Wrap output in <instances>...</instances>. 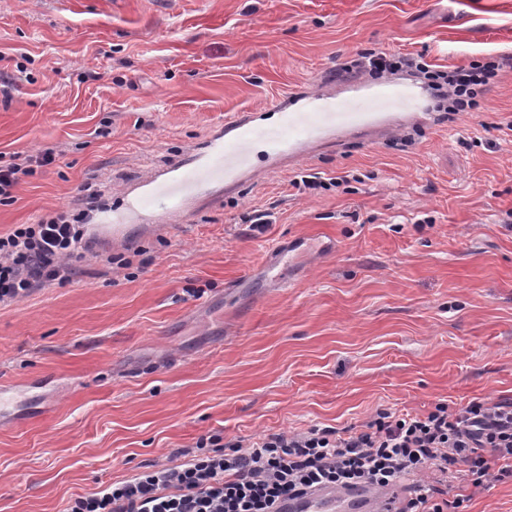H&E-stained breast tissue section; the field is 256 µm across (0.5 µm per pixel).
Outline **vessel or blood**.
Instances as JSON below:
<instances>
[{
	"mask_svg": "<svg viewBox=\"0 0 512 512\" xmlns=\"http://www.w3.org/2000/svg\"><path fill=\"white\" fill-rule=\"evenodd\" d=\"M438 119L431 112L422 87L400 84L394 93H370L368 84L354 80L344 93L331 94L319 88L302 94L295 111L282 113L278 123L260 129L251 113L226 119L223 128L206 140L203 151L191 163L170 162L151 169L126 186L130 210L156 211L164 202L156 187L175 180L192 182L198 193H206L214 176L238 183L258 172L272 173L282 160L305 158L324 138H346L349 131L377 128L391 134L408 127H426ZM399 493L389 486L323 485L306 493L280 500L276 512H397Z\"/></svg>",
	"mask_w": 512,
	"mask_h": 512,
	"instance_id": "vessel-or-blood-1",
	"label": "vessel or blood"
}]
</instances>
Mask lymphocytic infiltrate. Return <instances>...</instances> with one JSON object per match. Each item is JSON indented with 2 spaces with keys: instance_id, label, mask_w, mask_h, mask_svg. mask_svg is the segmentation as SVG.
<instances>
[{
  "instance_id": "obj_1",
  "label": "lymphocytic infiltrate",
  "mask_w": 512,
  "mask_h": 512,
  "mask_svg": "<svg viewBox=\"0 0 512 512\" xmlns=\"http://www.w3.org/2000/svg\"><path fill=\"white\" fill-rule=\"evenodd\" d=\"M509 69L512 58L503 55L441 69L419 54L370 50L328 78L414 71L437 91L445 112L456 115L479 111L485 92ZM57 154L47 147L0 166V202L13 200L22 177ZM79 221L64 207L38 223L0 231L1 308L79 275L89 248ZM208 443L207 452L172 453L152 469L77 496L67 512H275L281 499L328 483L405 486L404 512H456L464 500L449 499L448 484L481 490L512 478V398L439 402L415 414L379 410L358 427L314 425L228 443L212 436Z\"/></svg>"
}]
</instances>
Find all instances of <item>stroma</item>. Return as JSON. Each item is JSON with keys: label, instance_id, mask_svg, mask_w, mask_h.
Segmentation results:
<instances>
[{"label": "stroma", "instance_id": "stroma-1", "mask_svg": "<svg viewBox=\"0 0 512 512\" xmlns=\"http://www.w3.org/2000/svg\"><path fill=\"white\" fill-rule=\"evenodd\" d=\"M369 50L512 54V0H0V165L62 151L0 229L75 202L91 244L81 277L0 308V382L23 388L0 415V512H65L211 435L512 398V70L458 123L358 132L206 195L164 186V231L149 213L114 242L91 220L226 118ZM304 170L345 182L299 195ZM286 242L330 252L268 273Z\"/></svg>", "mask_w": 512, "mask_h": 512}]
</instances>
